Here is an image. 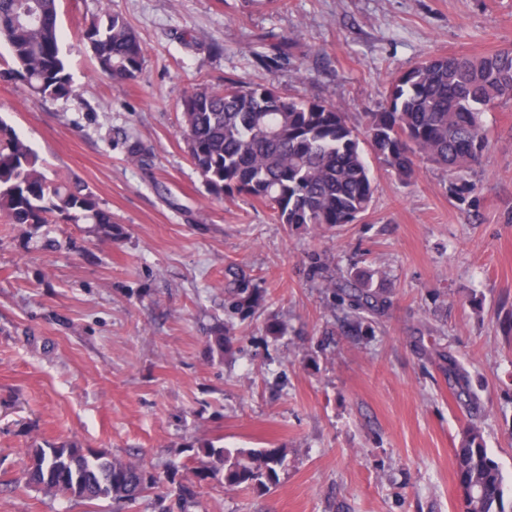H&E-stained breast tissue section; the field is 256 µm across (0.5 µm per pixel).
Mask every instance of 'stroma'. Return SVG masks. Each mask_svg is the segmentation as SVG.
<instances>
[{
  "label": "stroma",
  "mask_w": 512,
  "mask_h": 512,
  "mask_svg": "<svg viewBox=\"0 0 512 512\" xmlns=\"http://www.w3.org/2000/svg\"><path fill=\"white\" fill-rule=\"evenodd\" d=\"M145 47L136 80L96 70L83 33L103 0H58L76 96L0 80V116L52 179H79L120 224L9 223L0 214V512H112L16 485L32 442L76 440L156 472L204 440L283 448L270 490L196 483L191 512H458L453 450L481 428L512 496V106L484 115L490 146L466 201L421 164L409 185L370 158L358 222L293 231L264 207L214 200L182 133L199 85H270L343 106L357 126L389 80L431 55L512 45V0H112ZM293 47L269 68L259 54ZM139 148L142 161L127 156ZM365 268L391 300L371 336L330 315L314 261ZM262 279L263 307L212 357L224 275ZM287 336L265 333L267 320ZM455 357L480 398L448 381Z\"/></svg>",
  "instance_id": "1"
}]
</instances>
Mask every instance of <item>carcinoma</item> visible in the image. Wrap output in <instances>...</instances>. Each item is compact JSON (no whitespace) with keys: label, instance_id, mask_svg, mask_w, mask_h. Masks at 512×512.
Wrapping results in <instances>:
<instances>
[{"label":"carcinoma","instance_id":"1","mask_svg":"<svg viewBox=\"0 0 512 512\" xmlns=\"http://www.w3.org/2000/svg\"><path fill=\"white\" fill-rule=\"evenodd\" d=\"M57 0H0V42L13 67L3 78H19L44 99L74 95L59 46ZM84 37L99 73L117 82L141 73L144 47L121 13L107 0L103 19ZM290 42L261 56L267 67L288 59ZM512 103V47L491 54L433 56L391 82L385 103L364 114L363 128L349 125L343 109L327 100L285 95L263 85L230 82L224 89L198 87L183 94V134L189 156L216 200L249 199L267 208L279 224L301 228L352 224L371 208L375 184L364 157H375L403 183L422 162L452 177L450 191L475 190L465 174L489 144L482 115ZM0 213L11 224H93L113 241L120 233L112 213L78 182L57 183L42 171L38 155L0 119ZM224 319L208 329V347L224 359L226 337L260 309L266 289L243 272L228 269ZM333 306L349 311L358 332L375 333L369 318L389 307L373 273L321 276ZM459 512H506L504 477L488 453L481 430L468 428L454 448ZM197 482L218 480L226 488L266 490L287 463L284 448H235L211 442L198 447ZM180 463L169 465L170 488L155 496V512H190L195 484L177 480ZM25 484L53 496L95 503L132 505L159 488L161 479L139 460H122L75 442L46 441L27 449Z\"/></svg>","mask_w":512,"mask_h":512}]
</instances>
